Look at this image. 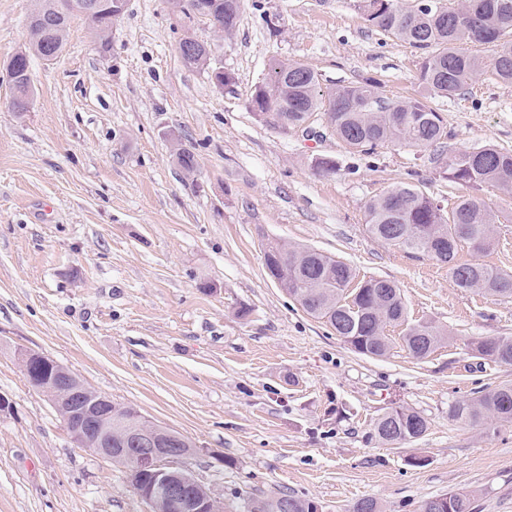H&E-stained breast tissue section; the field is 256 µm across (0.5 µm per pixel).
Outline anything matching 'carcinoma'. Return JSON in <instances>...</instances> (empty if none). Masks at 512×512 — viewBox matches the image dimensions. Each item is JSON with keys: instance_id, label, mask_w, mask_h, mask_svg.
Wrapping results in <instances>:
<instances>
[{"instance_id": "cac0c4a2", "label": "carcinoma", "mask_w": 512, "mask_h": 512, "mask_svg": "<svg viewBox=\"0 0 512 512\" xmlns=\"http://www.w3.org/2000/svg\"><path fill=\"white\" fill-rule=\"evenodd\" d=\"M219 21L216 31L232 36L243 0H206ZM80 0H36L41 13L37 30L28 34V52L41 56L60 53L70 24V13ZM370 26L403 41L419 52L417 80L425 90L420 97L390 99L383 95L375 78L324 90L317 73L297 61L274 64L268 81L257 86L249 108L264 116V123L280 129L277 116H288V124L301 125L322 113L336 130L338 139L354 153L373 154L379 148L405 144L419 151L433 149L430 161L446 163L449 181L467 188L496 187L512 194V152L496 145H483L445 154L448 125L430 102L432 97L454 98L464 94L481 77L489 74L503 84H512V0H465L454 7L442 0H420L409 10L394 0H363ZM91 34L101 46L110 42L111 19L104 11L90 24ZM490 45L495 54L489 61L471 50ZM183 64L204 69L210 50L197 43L184 50ZM32 86L19 85L13 111H27ZM498 216L476 195L459 197L450 211L411 183H400L366 206L365 224L378 240L415 256H427L448 265L459 288L479 290L489 297L512 296V275L486 264L460 262L461 246L477 244L485 253L496 244ZM278 276L284 290L312 317L323 321L359 354L381 358L392 349L386 328L405 322L406 309L392 282L369 278L357 280L345 262L307 247L276 244ZM358 281L352 302L346 287ZM403 346L424 359L448 340V331L430 322L410 325L401 336ZM482 359L512 365V336L486 337L474 342ZM449 416L464 424L489 419L512 422V385L503 384L480 396L456 402ZM427 420L417 411L398 406L383 413L374 423V433L386 445L405 444L421 438ZM452 512H473L470 498L460 492L446 493ZM268 512H318L317 504L294 492L283 491L264 502Z\"/></svg>"}]
</instances>
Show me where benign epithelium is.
<instances>
[{
  "mask_svg": "<svg viewBox=\"0 0 512 512\" xmlns=\"http://www.w3.org/2000/svg\"><path fill=\"white\" fill-rule=\"evenodd\" d=\"M21 362L48 369L32 385L53 405L78 447L111 461H125L133 489L151 512H216L212 501L187 493L195 477L184 463L194 449L182 452L168 447L166 437L176 435V431L95 392L68 368L43 354L27 352ZM129 412L136 424L128 429L120 447L114 448L112 423Z\"/></svg>",
  "mask_w": 512,
  "mask_h": 512,
  "instance_id": "obj_1",
  "label": "benign epithelium"
}]
</instances>
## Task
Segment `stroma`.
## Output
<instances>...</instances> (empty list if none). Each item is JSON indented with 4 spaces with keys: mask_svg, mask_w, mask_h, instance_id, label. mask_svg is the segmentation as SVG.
<instances>
[{
    "mask_svg": "<svg viewBox=\"0 0 512 512\" xmlns=\"http://www.w3.org/2000/svg\"><path fill=\"white\" fill-rule=\"evenodd\" d=\"M361 0H244L232 37L199 23L233 78L220 91L187 68L167 0H126L110 48L71 20L50 62L34 56L32 109L13 111L6 65L27 44L32 0H0V512H148L126 468L78 448L20 355L36 351L115 403L195 447L188 466L223 512H255L280 491L319 512L363 498L419 512L448 491L473 512H512V423L463 425L457 401L512 383V366L476 357L473 340L512 336V298L458 288L446 265L372 237L365 208L410 182L451 206L463 195L397 144L350 153L324 117L281 134L249 109L277 60L302 62L322 88L369 77L385 97L418 94L419 58L371 27ZM274 28H267V21ZM447 149H512V85L434 99ZM190 149L194 168L177 163ZM329 157L335 172L316 171ZM481 197L499 243L461 260L512 274V195ZM310 247L401 290L409 323L450 340L424 359L388 328L393 349L355 353L267 275L263 248ZM428 422L407 444L373 433L389 408ZM423 457L421 465L411 456Z\"/></svg>",
    "mask_w": 512,
    "mask_h": 512,
    "instance_id": "stroma-1",
    "label": "stroma"
}]
</instances>
